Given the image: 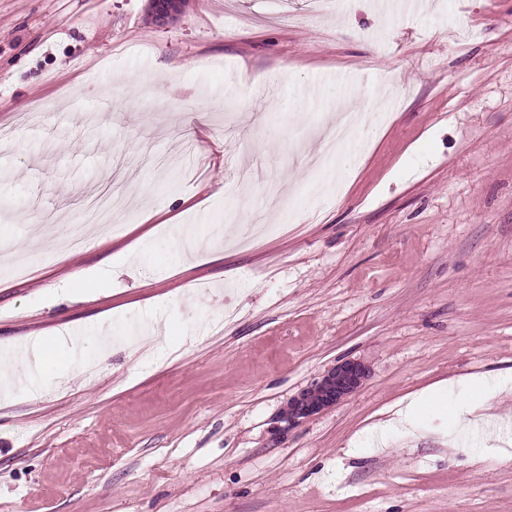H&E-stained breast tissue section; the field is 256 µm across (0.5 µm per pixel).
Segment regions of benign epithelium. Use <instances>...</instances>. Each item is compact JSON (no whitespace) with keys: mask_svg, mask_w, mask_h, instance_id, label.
Instances as JSON below:
<instances>
[{"mask_svg":"<svg viewBox=\"0 0 512 512\" xmlns=\"http://www.w3.org/2000/svg\"><path fill=\"white\" fill-rule=\"evenodd\" d=\"M151 5L159 24L166 25L174 20L175 12L166 0H151ZM368 377L369 368L362 360L338 361L288 400L279 414L280 430L292 429L346 401Z\"/></svg>","mask_w":512,"mask_h":512,"instance_id":"obj_1","label":"benign epithelium"}]
</instances>
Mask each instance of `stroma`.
I'll return each instance as SVG.
<instances>
[{
	"label": "stroma",
	"mask_w": 512,
	"mask_h": 512,
	"mask_svg": "<svg viewBox=\"0 0 512 512\" xmlns=\"http://www.w3.org/2000/svg\"><path fill=\"white\" fill-rule=\"evenodd\" d=\"M377 4L188 0L162 26L149 0H0V249L39 268L0 270V362L49 336L74 365L0 392V512H512V443L445 442L461 382L512 374V0ZM103 192L127 201L106 243L34 239ZM345 358L364 385L277 435ZM434 386L448 410L364 447Z\"/></svg>",
	"instance_id": "1"
}]
</instances>
